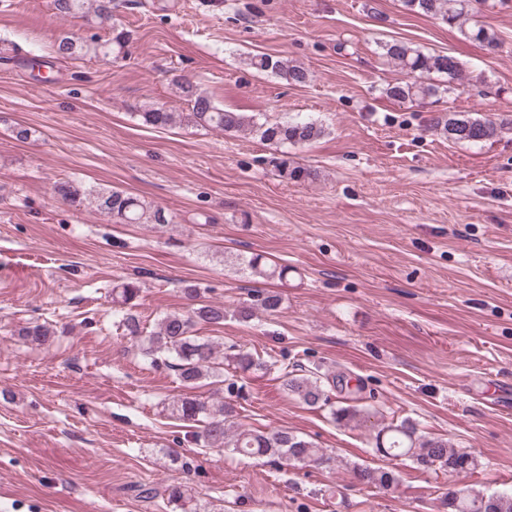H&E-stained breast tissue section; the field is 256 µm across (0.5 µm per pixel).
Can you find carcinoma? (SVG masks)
I'll return each instance as SVG.
<instances>
[{
    "label": "carcinoma",
    "instance_id": "obj_1",
    "mask_svg": "<svg viewBox=\"0 0 512 512\" xmlns=\"http://www.w3.org/2000/svg\"><path fill=\"white\" fill-rule=\"evenodd\" d=\"M486 0H402L404 9L411 14L433 17L450 26H459L460 32L494 52L500 47L497 34L483 25L465 27L466 16L479 9ZM59 15L66 17L80 14L94 16L106 21L116 8L114 0H54ZM112 39L94 52L105 57L119 58L125 54L130 40L127 31L112 27ZM382 56L415 80H400L388 85L386 96L395 101H416L450 94L459 90L466 80L463 64L451 55L428 53L412 43L393 41L381 45ZM88 46L71 36H63L55 47L59 59H78L87 53ZM249 65L265 73H270L295 85H303L309 80V72L300 66L269 54H256L250 57ZM437 74L441 83L433 84L419 80L422 75ZM174 85L188 104V112L177 113L160 106L137 113L141 120L150 126L165 127L176 122L224 133H247L259 140L279 148L268 160L277 175L296 182L313 181L318 173L311 167L294 162L288 156V147L311 143L325 134L322 124L311 119H288L270 122L244 112L217 107L207 92L190 81L174 79ZM432 128L441 131L448 139L456 142L481 143L495 141L503 133L512 130V115L504 114L492 120L485 117L448 112L434 118ZM57 193L74 207L93 204L97 210L110 216L119 224H153L163 229L171 223L163 209L148 206L140 198L120 190L83 188L64 181L57 186ZM244 269L254 277L264 280H283L288 276V266L269 261L260 253L242 259ZM115 303L122 306L118 324L127 335L146 343L144 354L147 358L163 353L171 359L177 379L189 389V393L170 402L167 410L180 420L201 426L193 434V440L202 441L212 448L226 450L252 458H271L289 465H302L313 462L323 466L331 461L323 449L302 437L283 429H241L232 425L234 406L227 402L206 400L190 393L198 383L226 365L233 373L224 378L227 390L233 391L237 385L235 374L256 373L269 369L266 361L248 350L239 349L229 355H221L214 342L193 334L199 323L221 325L224 323V305L197 303L198 291L191 285L183 288L184 294L192 301L191 308L184 313H170L163 316L157 329L146 333L139 318L123 310L132 304L140 293L136 281H125L115 287ZM282 304L276 292H259L255 299L244 303L236 310L243 321L251 320L255 310L269 314L279 311ZM283 385L289 394L310 407L329 405L330 397L323 381L317 373L310 374L294 369L284 371ZM332 419L343 425L357 424L369 418V414L357 405L348 404L330 409ZM376 448L386 457H407L424 470H450L458 474H470L477 463L470 453L457 450L440 437H428L419 433L417 424L410 419L392 422L380 429L376 435ZM356 478L369 487L390 489L400 481L396 471L388 468L353 467ZM447 512H512V494L480 491H462L454 502L442 501Z\"/></svg>",
    "mask_w": 512,
    "mask_h": 512
}]
</instances>
